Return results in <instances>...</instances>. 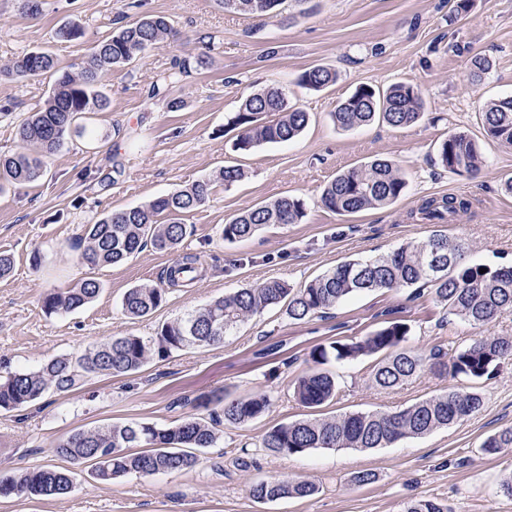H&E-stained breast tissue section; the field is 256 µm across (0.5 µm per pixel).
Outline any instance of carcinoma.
I'll list each match as a JSON object with an SVG mask.
<instances>
[{
  "instance_id": "cac0c4a2",
  "label": "carcinoma",
  "mask_w": 512,
  "mask_h": 512,
  "mask_svg": "<svg viewBox=\"0 0 512 512\" xmlns=\"http://www.w3.org/2000/svg\"><path fill=\"white\" fill-rule=\"evenodd\" d=\"M216 2L240 14L268 15L277 12L283 0ZM111 25L110 34L90 39L89 53L76 72L60 68L56 57L47 50L27 52L0 67L1 75L18 80L48 74L55 77L44 106L28 113L17 126L22 149L0 156V192L36 182L42 176L46 159L62 148L72 131L79 129L94 136V131L81 121L91 112H106L110 107V98L101 90L102 78L176 35L169 18L158 14L142 13L132 18L121 13L112 18ZM207 62L205 53L177 60L171 70L151 85L148 97L164 99L170 110H179L183 101L169 97L170 86ZM336 79V70L316 66L300 74L297 83L320 91ZM423 113L424 100L418 87L396 83L381 91L368 85L358 87L336 106L332 117L343 129L376 120L400 127L417 122ZM481 116L487 136L512 145V96L487 102ZM309 120V113L289 104L287 92L267 89L245 96L228 125L237 131L234 151L247 153L264 144L299 137ZM439 157L444 167L456 173H476L484 164L479 145L464 133L448 136L439 147ZM122 173L121 162L114 159L108 173L92 176L87 172L85 177L96 180L100 189L105 190ZM244 177V169L225 166L212 177L197 180L145 205L103 214L86 227L82 261L94 269L121 264L148 244L160 251L176 249L186 234L180 217L208 201L215 181L229 185ZM405 187L394 162L376 159L336 176L323 190L321 202L333 212L352 214L392 204ZM469 206L467 200L446 196L424 200L419 211L424 219L438 224ZM303 216L300 200L280 197L235 215L224 225L223 237L229 242L243 240L268 224H295ZM435 245L441 264L437 270L430 265ZM463 252L464 243L448 239L439 230L422 243L410 242L387 254L341 262L302 288H292L278 279L241 288L180 320L162 325L153 338L133 334L114 337L82 353L55 358L37 370L16 372L0 379V411L29 406L50 391L68 392L91 375H132L155 357L163 359L192 345L221 341L267 308L283 307L290 319L302 321L326 313L355 293L415 286L430 290L437 303L464 322L486 326L501 312L512 309V267H489L481 273L480 264H460ZM195 264L192 256L176 261L165 273L168 285L191 281ZM100 290L99 281L88 277L71 288L49 292L43 307L49 315L72 313L93 302ZM165 296L164 288L135 286L123 295L122 309L132 319L143 318L157 310ZM386 315L388 319L379 329L355 341H332L309 352L315 368L298 378L294 390L303 406L316 409L336 397V377L321 369L332 360L346 362L378 356L374 381L388 389L403 385L427 368L447 372L454 378L479 380L490 376L502 361L512 356V338L499 336L477 338L455 348L449 357L441 349H432L427 355L414 354L402 347L407 326L391 318L393 312ZM198 405L205 409L220 406L224 421L242 424L264 415L270 409L271 399L264 393L230 399L213 392L199 397ZM482 405V397L475 391H453L394 412H356L298 420L268 430L262 447L271 455H296L312 449L384 448L454 425L478 412ZM217 439V429L204 418L184 420L166 428L115 422L71 433L56 444L55 453L69 461L90 465L96 479L111 481L130 473L150 476L187 470L196 465L198 453L212 447ZM136 447L140 451L131 452ZM480 451L486 455L512 453V427L488 436ZM72 484V471L43 466L0 480V497L60 496L68 493ZM316 491L313 483L288 477L261 480L251 486V495L258 501L304 498ZM404 512L452 510L440 501L418 499L407 503Z\"/></svg>"
}]
</instances>
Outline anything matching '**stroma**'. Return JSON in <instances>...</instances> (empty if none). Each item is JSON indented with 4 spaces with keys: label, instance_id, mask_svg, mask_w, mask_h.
I'll list each match as a JSON object with an SVG mask.
<instances>
[{
    "label": "stroma",
    "instance_id": "1",
    "mask_svg": "<svg viewBox=\"0 0 512 512\" xmlns=\"http://www.w3.org/2000/svg\"><path fill=\"white\" fill-rule=\"evenodd\" d=\"M142 2L145 11L171 20L179 40L105 76L111 106L90 115L96 139L69 137L37 182L0 195V252L14 258L12 273L0 278V376L37 369L115 336L153 337L163 324L269 279L298 288L341 262L426 241L436 227L414 215L426 197L452 194L470 201L469 210L445 226L449 238L468 243L465 264L512 267V193L506 189L512 145L487 137L481 124L486 101L512 95V0H469L457 15L448 0H284L274 18L227 12L215 0ZM128 3L45 0L42 15L33 18L18 0H0V66L46 49L61 67L77 70L90 44L58 39L59 27L72 20L87 35L108 34L110 19L127 11ZM203 35L215 38L209 64L170 89L182 108L171 111L165 101L147 99L149 86L175 60L201 52ZM476 54L492 62L478 81L470 68ZM318 65L336 70L335 84L322 91L300 87L299 74ZM396 82L421 90L420 121L336 126L337 103L358 85L384 89ZM51 85L46 76H0V107L11 109L0 119V155L19 149L17 126L43 107ZM265 88L287 91L290 104L309 112L310 122L294 141L237 153L227 123L242 97ZM456 132L479 144L484 165L477 174L443 167L439 146ZM113 155L125 173L110 188L84 178V170L107 169ZM377 158L392 160L405 177L394 204L347 215L322 205V190L336 175ZM228 164L244 168L245 178L214 184L209 200L183 216L187 232L177 251L148 245L116 266L92 270L80 263L78 243L103 213L146 204ZM286 195L303 202L300 222L270 224L252 238L224 241L222 229L235 214ZM185 254L197 257L200 278L186 287L164 286L163 270ZM88 276L101 283L92 303L66 315L44 311L47 293ZM138 285L165 287L166 299L151 315L132 320L121 301ZM389 309L408 328L406 348L419 354L483 334L512 336V311L480 330L411 288L362 293L328 316L301 322L283 309L265 310L224 341L154 359L133 375L91 377L73 391L50 392L31 407L0 412V477L47 465L74 471L69 493L0 498V512H402L420 498L438 499L452 512H512V496L500 487L512 474V453L480 450L486 437L512 427V360L472 383L426 371L388 390L373 380L375 357L331 362L327 369L340 385L336 399L316 410L295 399L294 385L310 368L313 346L366 335ZM270 346L275 354H267ZM224 389L235 397L266 393L272 405L256 420L221 423L217 443L191 469L102 482L88 466L70 465L53 452L80 429L128 421L165 428L204 416L198 396ZM467 389L482 397L477 414L385 448L272 456L261 446L265 432L279 424L398 410ZM359 471L374 473V480L355 484ZM282 476L312 482L317 491L273 502L252 497V483Z\"/></svg>",
    "mask_w": 512,
    "mask_h": 512
}]
</instances>
